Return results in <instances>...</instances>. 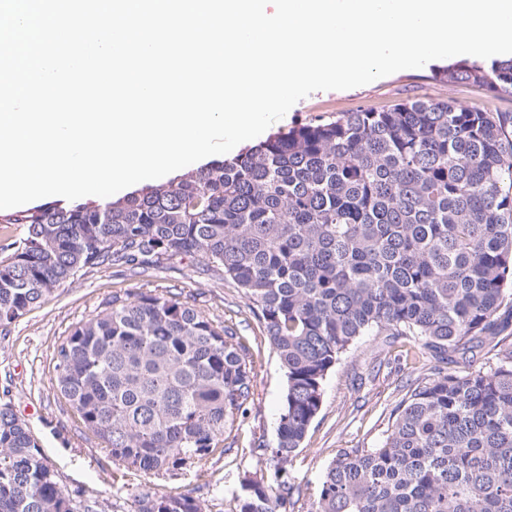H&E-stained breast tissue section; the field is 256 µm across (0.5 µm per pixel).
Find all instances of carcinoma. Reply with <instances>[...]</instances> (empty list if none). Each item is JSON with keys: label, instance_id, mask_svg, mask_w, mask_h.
<instances>
[{"label": "carcinoma", "instance_id": "cac0c4a2", "mask_svg": "<svg viewBox=\"0 0 512 512\" xmlns=\"http://www.w3.org/2000/svg\"><path fill=\"white\" fill-rule=\"evenodd\" d=\"M454 83L512 95V57L461 60ZM0 327L112 262L199 259L242 288L285 371L268 461L283 470L324 381L359 337H408L423 377L375 448H343L308 512H512V112L443 100L340 112L121 200L49 203L0 220ZM488 345L497 365L459 375ZM56 385L112 464L201 462L252 395L249 347L187 301L115 294L57 348ZM295 487L248 478L238 512H294ZM138 512H206L146 492ZM0 512H94L67 494L24 421L0 405Z\"/></svg>", "mask_w": 512, "mask_h": 512}]
</instances>
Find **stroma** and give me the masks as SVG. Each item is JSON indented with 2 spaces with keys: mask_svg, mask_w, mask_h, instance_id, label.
<instances>
[{
  "mask_svg": "<svg viewBox=\"0 0 512 512\" xmlns=\"http://www.w3.org/2000/svg\"><path fill=\"white\" fill-rule=\"evenodd\" d=\"M441 65L437 59L363 86L314 92L298 101L266 134L273 137L295 126L327 121L339 112L383 111L423 98L512 111L511 96H494L476 85L450 84L435 77L433 71ZM147 290L190 301L215 323L245 338L253 365L252 396L244 418L199 464L170 475L132 472L121 477L114 475L98 440L85 433L78 415L58 391L54 357L71 327L113 295ZM419 367L408 342L391 344L381 336H363L349 346L325 379L320 412L281 475L299 489L303 512L318 496L324 474L340 449L373 448L384 440L391 411L408 393ZM285 384L284 372L251 312L248 297L232 280L204 271L198 261L143 274L108 264L88 269L0 331V403L9 404L27 423L65 492L97 502L100 512H135L134 497L146 490L201 498L206 512H236L246 477L256 476L272 485L279 476L251 448L257 442L275 446Z\"/></svg>",
  "mask_w": 512,
  "mask_h": 512,
  "instance_id": "stroma-1",
  "label": "stroma"
}]
</instances>
